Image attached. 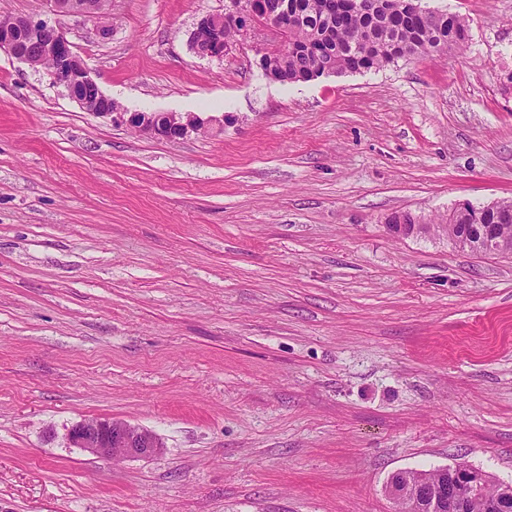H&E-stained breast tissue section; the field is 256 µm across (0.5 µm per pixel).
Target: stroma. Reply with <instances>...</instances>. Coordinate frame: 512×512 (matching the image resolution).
<instances>
[{
	"mask_svg": "<svg viewBox=\"0 0 512 512\" xmlns=\"http://www.w3.org/2000/svg\"><path fill=\"white\" fill-rule=\"evenodd\" d=\"M464 50L282 84L251 44H188L224 0L60 17L128 111L210 119L179 140L90 114L0 52V512H394L400 470L512 483V256L397 239L512 199V0ZM89 417L155 432L112 461ZM419 220L418 215L411 211H396L388 215L385 219V224L389 232L397 237L404 236L408 233L410 224L411 229L426 231L433 233L432 224H414ZM67 437L71 447L112 460L149 459L164 448L151 430L112 418L81 419L71 425Z\"/></svg>",
	"mask_w": 512,
	"mask_h": 512,
	"instance_id": "stroma-1",
	"label": "stroma"
}]
</instances>
